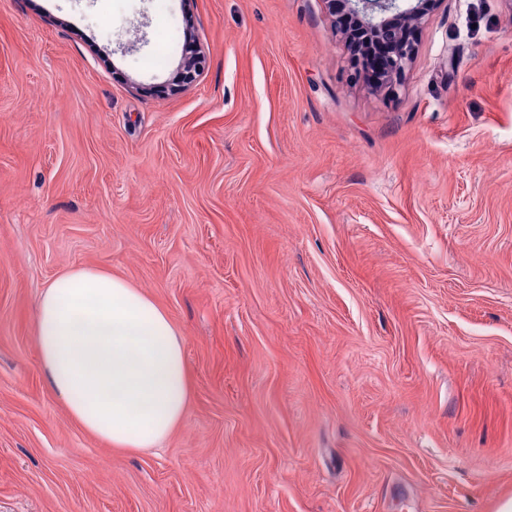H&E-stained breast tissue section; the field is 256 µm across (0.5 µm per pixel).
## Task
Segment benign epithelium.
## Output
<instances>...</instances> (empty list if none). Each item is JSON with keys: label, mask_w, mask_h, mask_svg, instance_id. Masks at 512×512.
Instances as JSON below:
<instances>
[{"label": "benign epithelium", "mask_w": 512, "mask_h": 512, "mask_svg": "<svg viewBox=\"0 0 512 512\" xmlns=\"http://www.w3.org/2000/svg\"><path fill=\"white\" fill-rule=\"evenodd\" d=\"M442 0H325L330 14L341 10L356 21V30L341 33L345 42L365 49L371 42L389 44L387 81L396 85L411 64L415 47L402 37L406 27H416L434 12Z\"/></svg>", "instance_id": "obj_1"}]
</instances>
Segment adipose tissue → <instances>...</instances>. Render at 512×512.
<instances>
[{"label":"adipose tissue","instance_id":"obj_1","mask_svg":"<svg viewBox=\"0 0 512 512\" xmlns=\"http://www.w3.org/2000/svg\"><path fill=\"white\" fill-rule=\"evenodd\" d=\"M40 369L70 418L109 448L160 447L187 414L185 340L168 312L123 277L76 268L36 307Z\"/></svg>","mask_w":512,"mask_h":512}]
</instances>
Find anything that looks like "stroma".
Listing matches in <instances>:
<instances>
[{
    "mask_svg": "<svg viewBox=\"0 0 512 512\" xmlns=\"http://www.w3.org/2000/svg\"><path fill=\"white\" fill-rule=\"evenodd\" d=\"M415 40L391 93L323 0H0V512L512 497V0H443ZM84 266L185 338L163 448H108L44 383L38 296Z\"/></svg>",
    "mask_w": 512,
    "mask_h": 512,
    "instance_id": "stroma-1",
    "label": "stroma"
}]
</instances>
